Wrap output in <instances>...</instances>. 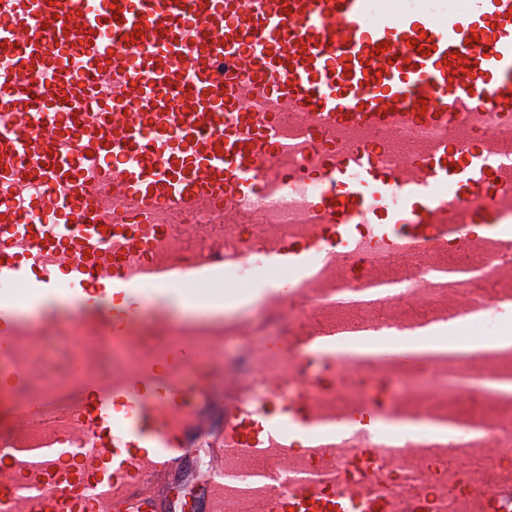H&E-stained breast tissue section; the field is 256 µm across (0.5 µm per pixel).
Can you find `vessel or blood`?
I'll return each mask as SVG.
<instances>
[{
	"mask_svg": "<svg viewBox=\"0 0 512 512\" xmlns=\"http://www.w3.org/2000/svg\"><path fill=\"white\" fill-rule=\"evenodd\" d=\"M510 302L512 0H0V512H512L487 357L335 349ZM209 463V455L208 449L206 448H198L195 450L194 454L190 457V459L186 462L185 466L182 469L181 479L182 482L177 487L175 494H179L181 496H186L188 502H192L194 489L192 488V476L193 474H197L202 472L208 468Z\"/></svg>",
	"mask_w": 512,
	"mask_h": 512,
	"instance_id": "b4317fda",
	"label": "vessel or blood"
}]
</instances>
